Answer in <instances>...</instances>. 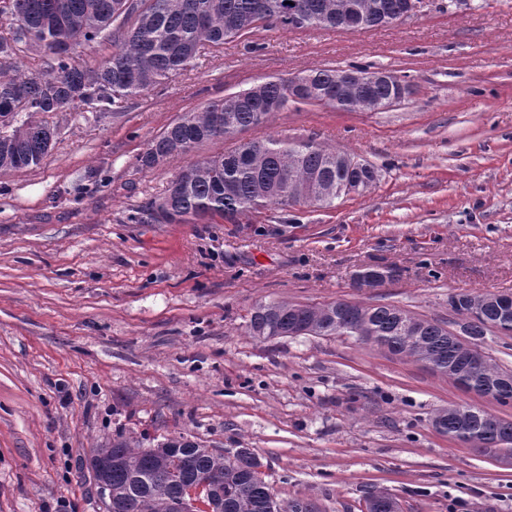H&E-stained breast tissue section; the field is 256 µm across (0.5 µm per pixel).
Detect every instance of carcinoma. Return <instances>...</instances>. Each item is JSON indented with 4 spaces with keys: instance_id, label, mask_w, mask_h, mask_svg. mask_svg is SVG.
I'll list each match as a JSON object with an SVG mask.
<instances>
[{
    "instance_id": "carcinoma-1",
    "label": "carcinoma",
    "mask_w": 512,
    "mask_h": 512,
    "mask_svg": "<svg viewBox=\"0 0 512 512\" xmlns=\"http://www.w3.org/2000/svg\"><path fill=\"white\" fill-rule=\"evenodd\" d=\"M355 13L336 15V0H0V170L33 169L56 143L57 129L39 116L92 109L117 115L128 98L156 89L188 69L206 48L248 35L259 26L287 30L321 28L345 33L355 17L364 28L389 25L403 0H349ZM77 46L108 53L80 63ZM27 52L43 56L45 69L25 73L17 60ZM311 88L288 98V80L271 79L215 99L201 110L185 112L151 139L137 162L153 169L175 153H188L206 142L222 141L265 124L270 101L336 107V71H310ZM395 86L381 81L342 109L379 111L391 106ZM366 164L348 152L330 150L311 140L269 136L240 143L229 152L198 160L177 173L150 201L156 224H207L268 206L281 210L304 205L333 207L336 188L361 180ZM474 293L451 297V308L465 323L468 338L483 343L488 333L512 335V314L496 297L472 312ZM249 335L270 339L293 333L349 336L394 355L426 353L441 369L483 384L468 370L469 354L448 325L408 314L389 304L362 305L338 300L320 307L286 302L260 303L247 316ZM444 434L481 443L479 450L512 452V420L471 404L443 410ZM116 460L107 474L112 500L123 512H167L186 487L203 474L224 476L216 499L224 512H315L312 503H278L255 454L226 456L185 436L152 447L133 437L117 436L94 456ZM366 512H401L392 494L364 492Z\"/></svg>"
}]
</instances>
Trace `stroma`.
<instances>
[{
  "label": "stroma",
  "instance_id": "1",
  "mask_svg": "<svg viewBox=\"0 0 512 512\" xmlns=\"http://www.w3.org/2000/svg\"><path fill=\"white\" fill-rule=\"evenodd\" d=\"M207 49L123 114L50 115L38 168L0 170V512H106L89 457L117 435L181 433L249 448L277 501L364 512H512V457L435 431L468 402L447 377L351 337L258 340L257 303L392 304L453 322L448 299L512 293V0H425L411 19L337 33L265 29ZM368 66L413 87L377 112L289 105L239 140L312 139L379 174L334 207L231 224H154L143 210L206 143L144 170L183 113L269 78ZM396 267L352 287L359 266ZM366 512H400V504L392 494L371 488L364 492Z\"/></svg>",
  "mask_w": 512,
  "mask_h": 512
}]
</instances>
